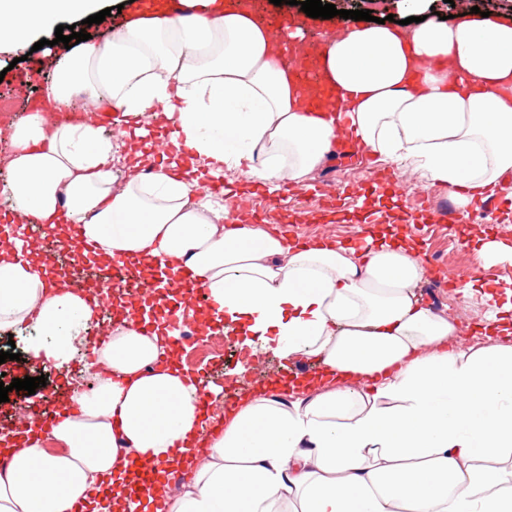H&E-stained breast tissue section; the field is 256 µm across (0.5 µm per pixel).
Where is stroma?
Here are the masks:
<instances>
[{
    "instance_id": "1",
    "label": "stroma",
    "mask_w": 512,
    "mask_h": 512,
    "mask_svg": "<svg viewBox=\"0 0 512 512\" xmlns=\"http://www.w3.org/2000/svg\"><path fill=\"white\" fill-rule=\"evenodd\" d=\"M261 5L273 17L296 19L311 41H327L335 38L339 26L354 25L350 19L309 17L297 5L277 6L272 0H261ZM44 37L51 40V47L35 51L26 44L0 50V71L5 74L0 80V96L12 99L15 105L23 103L20 83L29 80L36 87H44L65 57L64 50L53 44L54 32H45ZM30 51L44 61L40 76L30 74V63L25 59ZM222 181L230 188L223 196L224 209L230 217L275 227L300 241L317 237L357 241L369 235L373 227L393 225L398 232L410 236L421 251L426 281L419 284L416 295L428 307L433 300L427 281L450 278L460 284L477 276L483 265L478 247L481 238L493 237L512 245V190L493 195L494 210L483 223L464 219L446 229L433 223L432 212L407 192V185L420 184L421 179L404 164L359 159L342 187L330 186L313 173L301 182H289L284 196L269 192L261 182L234 169L225 171ZM214 325L224 330L222 356L206 360L190 346L178 349L180 364L195 377L206 379L205 401L228 408L243 390L266 387L282 377L284 363L273 355L256 354L243 346L238 326H224L219 318ZM41 375L47 379L46 385L37 389L41 395L49 390L86 389L92 384L90 374L77 359L64 372L33 359L0 364V380L7 384L15 378Z\"/></svg>"
}]
</instances>
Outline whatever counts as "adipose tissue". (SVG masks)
<instances>
[{
    "mask_svg": "<svg viewBox=\"0 0 512 512\" xmlns=\"http://www.w3.org/2000/svg\"><path fill=\"white\" fill-rule=\"evenodd\" d=\"M194 21L142 18L65 57L45 107L12 125L8 193L25 220L66 224L103 257L189 270L211 311L292 363L284 396L243 395L222 433L200 447L199 384L168 365L173 329L117 323L95 350L98 372L73 393L48 452L9 450L0 512H68L102 482L94 512H136L131 463L188 472L187 492L156 496L167 512H512V302L474 294L488 343L463 348L456 321L420 304L425 273L414 243L306 244L224 214L203 177L227 169L278 189L323 165L353 134L383 163L410 162L447 186L460 211L512 177V23L461 13L449 23L368 24L341 33L322 61L331 102L303 104L282 63L284 41L261 19L196 0ZM95 0H0V46L25 43ZM115 123L168 124L173 157L150 176L112 165L124 143L104 136L93 103ZM0 252V329L27 334V352L65 369L99 307L26 255Z\"/></svg>",
    "mask_w": 512,
    "mask_h": 512,
    "instance_id": "adipose-tissue-1",
    "label": "adipose tissue"
}]
</instances>
